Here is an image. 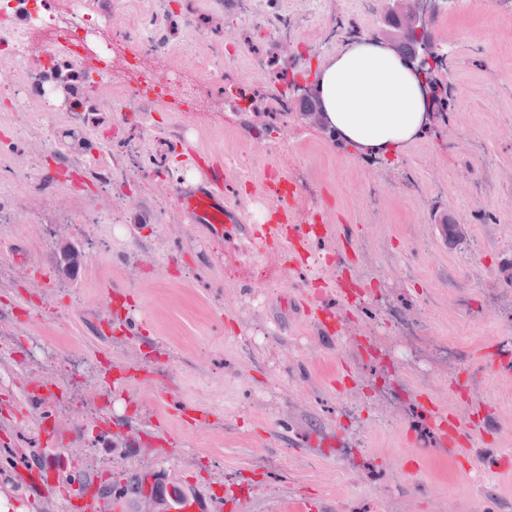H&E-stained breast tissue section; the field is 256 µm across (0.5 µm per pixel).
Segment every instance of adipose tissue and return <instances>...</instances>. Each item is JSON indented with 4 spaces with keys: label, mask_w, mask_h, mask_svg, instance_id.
Segmentation results:
<instances>
[{
    "label": "adipose tissue",
    "mask_w": 512,
    "mask_h": 512,
    "mask_svg": "<svg viewBox=\"0 0 512 512\" xmlns=\"http://www.w3.org/2000/svg\"><path fill=\"white\" fill-rule=\"evenodd\" d=\"M318 90L337 137L364 156L400 157L432 122L420 79L379 44L347 43L320 68Z\"/></svg>",
    "instance_id": "ef3b65f1"
}]
</instances>
